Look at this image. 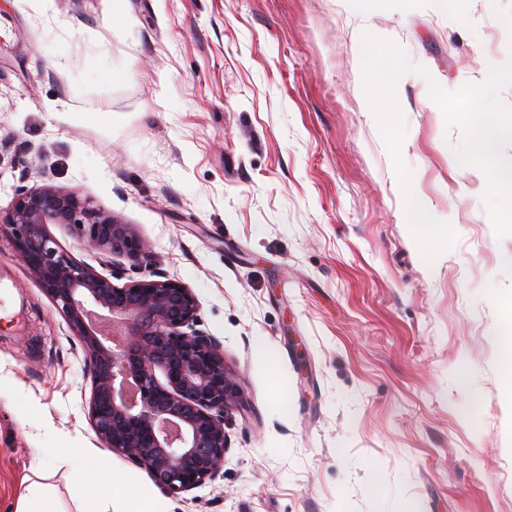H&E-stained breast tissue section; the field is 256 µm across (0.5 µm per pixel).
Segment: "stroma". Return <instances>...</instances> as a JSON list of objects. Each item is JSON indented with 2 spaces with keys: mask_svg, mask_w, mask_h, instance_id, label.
Listing matches in <instances>:
<instances>
[{
  "mask_svg": "<svg viewBox=\"0 0 512 512\" xmlns=\"http://www.w3.org/2000/svg\"><path fill=\"white\" fill-rule=\"evenodd\" d=\"M366 30L425 75L397 96L414 238L361 63ZM512 59V0H0V209L67 188L192 288L245 405L214 479L178 495L103 447L84 354L0 234V512L103 484L156 512H512V235L459 165L430 82ZM24 491L20 497L22 506L16 512H63L50 509L49 498L52 491L49 485L33 481Z\"/></svg>",
  "mask_w": 512,
  "mask_h": 512,
  "instance_id": "stroma-1",
  "label": "stroma"
}]
</instances>
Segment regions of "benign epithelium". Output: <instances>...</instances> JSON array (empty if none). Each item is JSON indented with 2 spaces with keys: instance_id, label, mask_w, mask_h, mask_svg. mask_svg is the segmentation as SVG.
<instances>
[{
  "instance_id": "1",
  "label": "benign epithelium",
  "mask_w": 512,
  "mask_h": 512,
  "mask_svg": "<svg viewBox=\"0 0 512 512\" xmlns=\"http://www.w3.org/2000/svg\"><path fill=\"white\" fill-rule=\"evenodd\" d=\"M76 227L102 264L151 257L132 226L54 185L19 191L0 231L81 342L91 378L88 417L103 447L175 495L215 478L228 448L224 417L244 401L219 342L196 329L194 291L160 271L119 287L47 232Z\"/></svg>"
}]
</instances>
